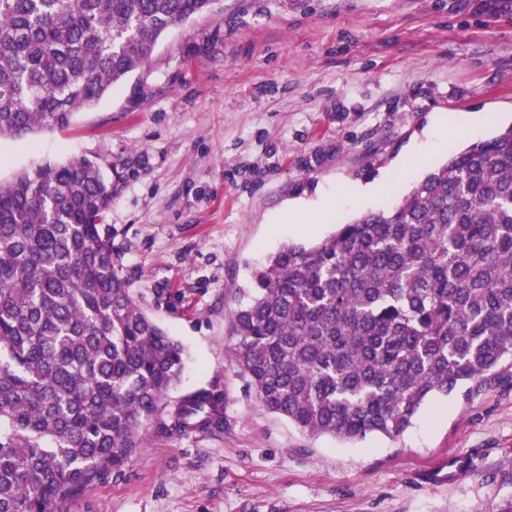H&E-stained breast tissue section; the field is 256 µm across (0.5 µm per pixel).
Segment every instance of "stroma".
I'll return each mask as SVG.
<instances>
[{
	"label": "stroma",
	"mask_w": 512,
	"mask_h": 512,
	"mask_svg": "<svg viewBox=\"0 0 512 512\" xmlns=\"http://www.w3.org/2000/svg\"><path fill=\"white\" fill-rule=\"evenodd\" d=\"M440 112L488 121L431 144ZM511 125L512 0H215L68 127L0 139L2 182L82 157L125 171L105 217L122 274L187 354L139 451L67 512H495L512 493V364L432 397L397 439L349 443L268 412L227 349L254 269L371 210L349 187L394 174L392 207ZM321 192L328 219L289 222V202ZM210 387L223 431L173 430L178 399ZM473 452L477 470L449 477Z\"/></svg>",
	"instance_id": "obj_1"
}]
</instances>
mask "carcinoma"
Returning a JSON list of instances; mask_svg holds the SVG:
<instances>
[{"mask_svg": "<svg viewBox=\"0 0 512 512\" xmlns=\"http://www.w3.org/2000/svg\"><path fill=\"white\" fill-rule=\"evenodd\" d=\"M213 0H0V139L63 128ZM115 183L87 158L0 182V512H64L138 451L180 380L181 343L130 293L104 227ZM235 366L311 435L390 439L437 394L512 361V127L255 270ZM224 428V392L170 411Z\"/></svg>", "mask_w": 512, "mask_h": 512, "instance_id": "cac0c4a2", "label": "carcinoma"}]
</instances>
